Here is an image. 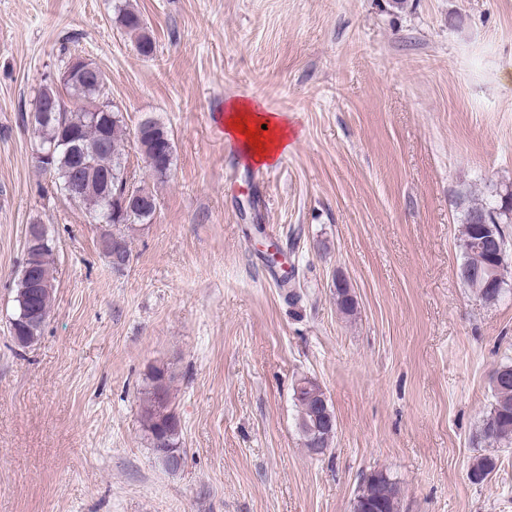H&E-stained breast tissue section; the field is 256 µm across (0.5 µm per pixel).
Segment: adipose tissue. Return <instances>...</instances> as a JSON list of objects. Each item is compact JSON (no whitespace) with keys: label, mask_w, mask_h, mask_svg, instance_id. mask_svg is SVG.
Instances as JSON below:
<instances>
[{"label":"adipose tissue","mask_w":512,"mask_h":512,"mask_svg":"<svg viewBox=\"0 0 512 512\" xmlns=\"http://www.w3.org/2000/svg\"><path fill=\"white\" fill-rule=\"evenodd\" d=\"M224 131L238 145L251 163L272 166L294 146L295 133L285 115L267 111L257 100L233 99L224 106ZM254 129L258 139L250 141L247 129Z\"/></svg>","instance_id":"1"}]
</instances>
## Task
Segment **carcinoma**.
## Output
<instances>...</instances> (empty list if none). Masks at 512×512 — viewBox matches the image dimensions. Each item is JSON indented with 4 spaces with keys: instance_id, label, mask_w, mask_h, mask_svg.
<instances>
[{
    "instance_id": "carcinoma-1",
    "label": "carcinoma",
    "mask_w": 512,
    "mask_h": 512,
    "mask_svg": "<svg viewBox=\"0 0 512 512\" xmlns=\"http://www.w3.org/2000/svg\"><path fill=\"white\" fill-rule=\"evenodd\" d=\"M118 19L121 26L136 37L138 52L145 57L151 56L155 45L141 14L126 5L119 8ZM62 69L69 71L67 80L59 85L53 82L43 85L34 102L45 106V110L30 115L33 133L38 141L47 146L55 145L49 166H41L39 170L52 176L56 188L65 193L71 184H77L86 200L99 205L104 218L112 219L114 227L135 221H151L156 211V199L145 188H138L141 203L130 212L123 210L119 202L114 200L118 186L126 177L121 149L124 124L122 113L115 109L108 98L106 84L101 80L102 69L71 54L63 62ZM74 100L85 102V106L72 109L70 103ZM133 140L144 155L152 176L160 180L167 178L173 165L174 151L166 128L152 119H145L135 128ZM478 214L486 216L491 224H502L504 218L512 215V193L466 209L461 237L464 269L476 270L495 262L492 252L476 251L472 246L471 240L476 235L471 221ZM101 239L112 241V249L119 252L124 264H129L131 250L122 234L108 230ZM52 254V246L45 244L37 268L42 288L39 299L35 301L41 321L28 325L23 342L25 347L37 340L51 314L54 288ZM468 282L478 298L486 303L497 301L504 291L502 287L475 277L468 279ZM278 287L285 291L288 304L295 306L303 300L296 270L283 277ZM336 303L346 316L356 312V302L348 286L336 290ZM493 377L497 378L492 383L493 403L482 420L479 436L484 442L489 440L498 447H507L512 444V364L500 366ZM299 383L301 387L294 389L298 407L297 425L302 439L306 440L310 426L314 424L315 405L324 392L314 379L305 377ZM170 384L171 377L166 370H155L143 399V426L158 455L163 448L178 450L182 447V427L171 407ZM495 467V456L479 455L471 464L470 479L474 483H481ZM399 496L398 483L386 473L374 471L365 477L353 512H393Z\"/></svg>"
}]
</instances>
